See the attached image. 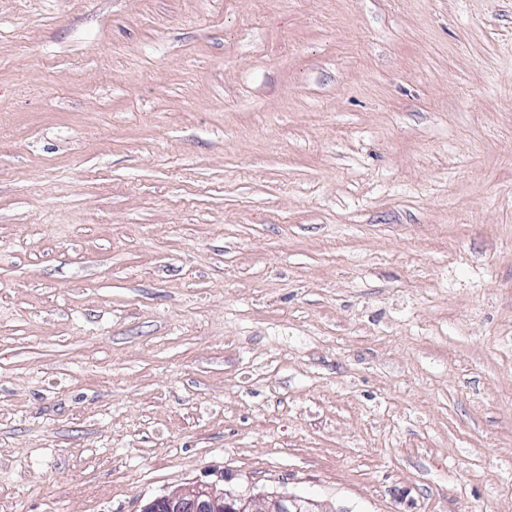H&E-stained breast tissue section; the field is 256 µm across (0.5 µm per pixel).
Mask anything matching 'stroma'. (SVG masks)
Listing matches in <instances>:
<instances>
[{"label":"stroma","instance_id":"35a3bbf8","mask_svg":"<svg viewBox=\"0 0 512 512\" xmlns=\"http://www.w3.org/2000/svg\"><path fill=\"white\" fill-rule=\"evenodd\" d=\"M196 485L512 512V0H0V512Z\"/></svg>","mask_w":512,"mask_h":512}]
</instances>
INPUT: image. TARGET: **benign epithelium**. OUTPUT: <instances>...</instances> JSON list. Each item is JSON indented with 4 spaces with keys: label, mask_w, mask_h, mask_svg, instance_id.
Returning <instances> with one entry per match:
<instances>
[{
    "label": "benign epithelium",
    "mask_w": 512,
    "mask_h": 512,
    "mask_svg": "<svg viewBox=\"0 0 512 512\" xmlns=\"http://www.w3.org/2000/svg\"><path fill=\"white\" fill-rule=\"evenodd\" d=\"M143 512H326L316 501L289 493L234 494L192 486L155 498Z\"/></svg>",
    "instance_id": "1"
}]
</instances>
